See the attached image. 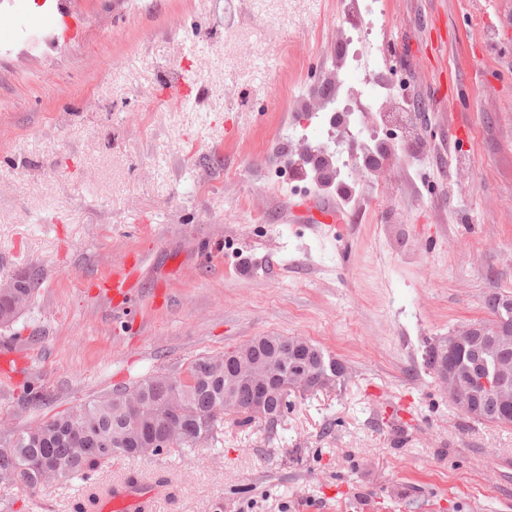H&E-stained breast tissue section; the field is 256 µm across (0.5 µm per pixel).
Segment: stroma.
Segmentation results:
<instances>
[{
  "mask_svg": "<svg viewBox=\"0 0 512 512\" xmlns=\"http://www.w3.org/2000/svg\"><path fill=\"white\" fill-rule=\"evenodd\" d=\"M384 2L377 36L399 54L377 74L401 68L431 118L425 174L394 145L386 181L318 227L264 173L289 154L304 82L331 67L345 0H277L262 17L257 0H80L45 51H24L19 29L0 38V283L38 282L0 326L1 430L256 336L305 337L347 367L290 395L277 425L230 412L189 452L34 492L0 483V512H77L131 477L141 512H512V426L469 420L423 360L489 319L487 295L512 294V0ZM256 50L263 80L246 65ZM176 71L192 105L163 90ZM447 84L466 93L458 149ZM245 200L267 223L235 216ZM129 254L156 275L125 317L98 285Z\"/></svg>",
  "mask_w": 512,
  "mask_h": 512,
  "instance_id": "35a3bbf8",
  "label": "stroma"
}]
</instances>
